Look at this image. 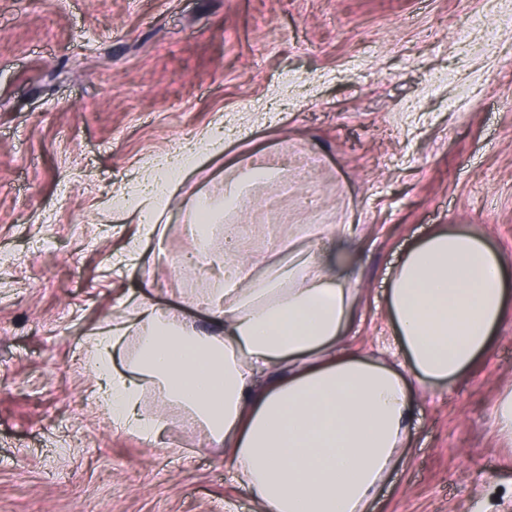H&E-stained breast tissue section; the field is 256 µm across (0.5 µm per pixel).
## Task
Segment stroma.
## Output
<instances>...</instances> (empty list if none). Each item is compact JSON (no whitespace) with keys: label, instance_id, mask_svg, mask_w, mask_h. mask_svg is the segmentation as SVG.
<instances>
[{"label":"stroma","instance_id":"1","mask_svg":"<svg viewBox=\"0 0 512 512\" xmlns=\"http://www.w3.org/2000/svg\"><path fill=\"white\" fill-rule=\"evenodd\" d=\"M512 0H0V512H258L224 449L171 427L116 430L88 340L153 303L208 328L196 300L218 265L186 203L220 201L254 157L226 225L268 265L297 224H351L357 315L344 341L403 356L389 269L443 224L512 255ZM223 118L224 153L183 176L144 239L112 197ZM512 319L451 386L412 387L407 436L366 512H512ZM494 427L498 434L512 437V390L506 391L495 406Z\"/></svg>","mask_w":512,"mask_h":512}]
</instances>
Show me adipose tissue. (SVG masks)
Wrapping results in <instances>:
<instances>
[{
  "label": "adipose tissue",
  "mask_w": 512,
  "mask_h": 512,
  "mask_svg": "<svg viewBox=\"0 0 512 512\" xmlns=\"http://www.w3.org/2000/svg\"><path fill=\"white\" fill-rule=\"evenodd\" d=\"M223 150L222 130L211 129L162 159L132 207L145 236L157 233L180 178L201 156ZM242 203L190 201L197 241ZM315 230L304 224L289 234L297 259L262 271L225 253L223 280L198 299L211 316L209 333L145 301L88 348L97 401L116 427L164 436L165 415L141 409L143 386L152 384L229 450L234 478L260 512H362L411 418L405 379L342 349L354 320L353 274L308 250ZM511 277L512 256L462 224L439 227L408 249L391 273L387 310L415 379L449 383L489 352L512 314ZM131 332L138 344L123 374L113 354Z\"/></svg>",
  "instance_id": "1"
}]
</instances>
